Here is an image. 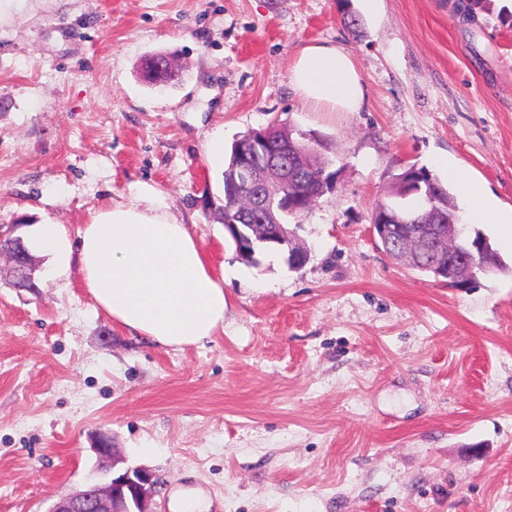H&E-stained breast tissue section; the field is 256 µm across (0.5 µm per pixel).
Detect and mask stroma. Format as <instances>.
Returning <instances> with one entry per match:
<instances>
[{
  "mask_svg": "<svg viewBox=\"0 0 512 512\" xmlns=\"http://www.w3.org/2000/svg\"><path fill=\"white\" fill-rule=\"evenodd\" d=\"M9 0L0 6V225L77 236L93 209L157 191L224 275V330L164 349L113 323L32 249L36 287L0 257V512H49L124 466L210 512H507L512 506V249L506 271L451 288L373 238L371 212L407 166L460 165L512 207V0ZM356 61L358 112H309L297 50ZM178 63L149 85L144 58ZM320 135L339 173L296 230L309 259L237 261L207 142L270 122Z\"/></svg>",
  "mask_w": 512,
  "mask_h": 512,
  "instance_id": "35a3bbf8",
  "label": "stroma"
}]
</instances>
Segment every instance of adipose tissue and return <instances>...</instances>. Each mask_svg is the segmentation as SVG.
Here are the masks:
<instances>
[{"instance_id":"ef3b65f1","label":"adipose tissue","mask_w":512,"mask_h":512,"mask_svg":"<svg viewBox=\"0 0 512 512\" xmlns=\"http://www.w3.org/2000/svg\"><path fill=\"white\" fill-rule=\"evenodd\" d=\"M288 81L312 112H357L365 104L355 60L333 44L302 46ZM445 168L466 198L464 223L498 225L502 243L512 248V210L499 209L463 168L450 162ZM34 242L50 255L54 277H65L71 264H78L84 288L113 322L159 346L181 349L224 328L223 276L214 273L187 225L153 192L96 208L74 239L64 225H37Z\"/></svg>"}]
</instances>
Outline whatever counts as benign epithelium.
<instances>
[{
    "label": "benign epithelium",
    "instance_id": "obj_1",
    "mask_svg": "<svg viewBox=\"0 0 512 512\" xmlns=\"http://www.w3.org/2000/svg\"><path fill=\"white\" fill-rule=\"evenodd\" d=\"M146 71L172 72L173 59L166 54H155L147 59ZM288 145H274L271 128L251 130L241 141L236 157V186L251 192L249 209L240 213L228 214L224 220V230L236 245L238 255L253 256L254 241L273 242L288 249V258L297 263L308 257L307 251L294 243L278 215L288 206V193L284 188L296 180L299 169L288 163ZM397 224L416 225L414 241L397 251L396 256L412 262L417 255L428 251L432 245L448 248L456 255L453 264L440 272L448 275L459 288L468 287L474 277L476 255L482 249L462 252L457 248L460 230L457 224H433L425 209L406 211L394 218V224H374L383 247H388L394 239ZM90 451L104 473L105 480H93L72 495L54 503L49 512H152L151 502L157 480L153 474L141 467L119 469L110 438L103 432L95 434Z\"/></svg>",
    "mask_w": 512,
    "mask_h": 512
}]
</instances>
